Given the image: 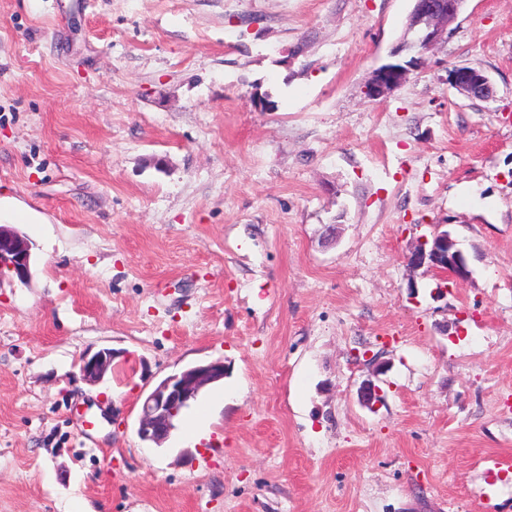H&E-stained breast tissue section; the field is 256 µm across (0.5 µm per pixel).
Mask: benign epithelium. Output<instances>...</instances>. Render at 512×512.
I'll list each match as a JSON object with an SVG mask.
<instances>
[{
	"label": "benign epithelium",
	"instance_id": "7a95c632",
	"mask_svg": "<svg viewBox=\"0 0 512 512\" xmlns=\"http://www.w3.org/2000/svg\"><path fill=\"white\" fill-rule=\"evenodd\" d=\"M401 42L393 49L398 55L413 50L421 55L439 41L448 38L452 25L461 14L466 0H413ZM407 65L388 63L375 70L366 87L372 100L386 97L401 86L409 73ZM449 81L457 93L469 98L484 99L492 96L489 78L471 67H459L449 75ZM415 269L428 266L449 273L457 280L469 276L462 254L455 248L450 234H437L432 240H423L408 257ZM31 246L27 240L8 226L0 225V274L10 273L24 283L30 276ZM115 353L102 349L85 355L80 361L82 379L89 383L100 381L112 368ZM224 379V362L210 361L186 368L164 378L144 399L139 416L137 435L144 443L161 444L175 429L176 416L196 400L202 388Z\"/></svg>",
	"mask_w": 512,
	"mask_h": 512
}]
</instances>
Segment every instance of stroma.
<instances>
[{
	"label": "stroma",
	"instance_id": "35a3bbf8",
	"mask_svg": "<svg viewBox=\"0 0 512 512\" xmlns=\"http://www.w3.org/2000/svg\"><path fill=\"white\" fill-rule=\"evenodd\" d=\"M412 6L0 0V204L34 216L30 279L0 275V512H512V0L371 100ZM441 232L468 278L409 266ZM449 81L458 94L469 99L489 98L493 93L489 78L471 67L454 69L449 75ZM115 353L109 349H102L93 355L86 354L80 361L82 379L89 383L99 382L108 369L112 368ZM224 379L223 361H210L164 378L144 399L137 435L160 445L175 429L178 413L196 400L202 388Z\"/></svg>",
	"mask_w": 512,
	"mask_h": 512
}]
</instances>
